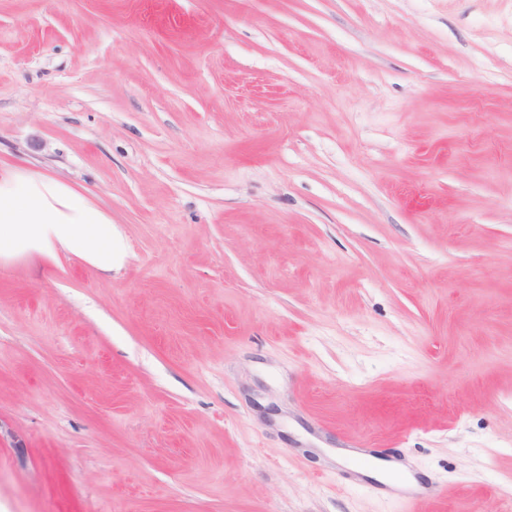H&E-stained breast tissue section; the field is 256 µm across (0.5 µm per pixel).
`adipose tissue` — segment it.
<instances>
[{
  "label": "adipose tissue",
  "instance_id": "obj_1",
  "mask_svg": "<svg viewBox=\"0 0 512 512\" xmlns=\"http://www.w3.org/2000/svg\"><path fill=\"white\" fill-rule=\"evenodd\" d=\"M63 253L102 272L126 256L111 217L84 194L27 171L0 175V261L37 255L53 263Z\"/></svg>",
  "mask_w": 512,
  "mask_h": 512
}]
</instances>
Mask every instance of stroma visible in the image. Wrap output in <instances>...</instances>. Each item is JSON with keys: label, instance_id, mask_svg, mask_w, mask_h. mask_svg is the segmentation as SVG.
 Instances as JSON below:
<instances>
[{"label": "stroma", "instance_id": "obj_1", "mask_svg": "<svg viewBox=\"0 0 512 512\" xmlns=\"http://www.w3.org/2000/svg\"><path fill=\"white\" fill-rule=\"evenodd\" d=\"M19 169L128 257L0 263V512H512V0H0Z\"/></svg>", "mask_w": 512, "mask_h": 512}]
</instances>
